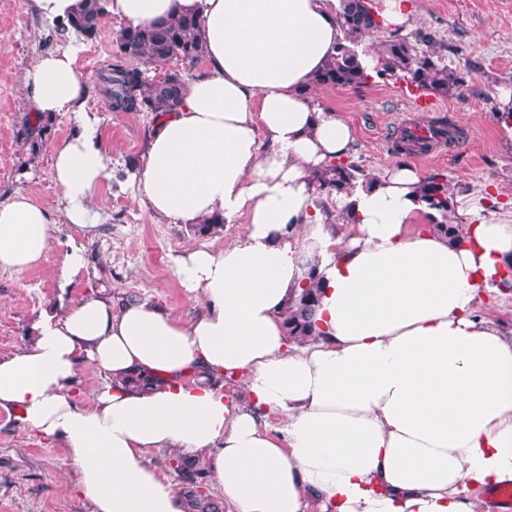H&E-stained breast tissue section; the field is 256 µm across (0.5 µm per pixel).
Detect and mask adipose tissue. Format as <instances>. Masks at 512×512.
Returning <instances> with one entry per match:
<instances>
[{
    "mask_svg": "<svg viewBox=\"0 0 512 512\" xmlns=\"http://www.w3.org/2000/svg\"><path fill=\"white\" fill-rule=\"evenodd\" d=\"M337 0H108L139 27L195 15L205 66L149 135L133 190L178 224L246 217V235L174 260L200 295L189 321L145 301L113 313L93 294L42 311L19 352L0 356V411L62 440L94 512H181L172 483L145 456L208 461L235 512H485L466 486L512 482V338L476 317L500 291L512 224L462 214L449 244L418 204L425 178L401 164L358 183L355 224L328 227L315 177L354 141L321 107L313 79L344 40ZM70 39L26 67L33 116L71 113L53 147L58 208L16 189L0 198V270L38 265L58 220L91 227L112 148L85 103ZM319 278L316 335L289 341L282 312ZM101 384L78 386L81 362ZM158 377L135 388L132 375ZM241 381L246 401L208 384ZM277 417V435L263 422Z\"/></svg>",
    "mask_w": 512,
    "mask_h": 512,
    "instance_id": "ef3b65f1",
    "label": "adipose tissue"
}]
</instances>
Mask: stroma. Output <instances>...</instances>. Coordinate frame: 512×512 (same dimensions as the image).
<instances>
[{"mask_svg":"<svg viewBox=\"0 0 512 512\" xmlns=\"http://www.w3.org/2000/svg\"><path fill=\"white\" fill-rule=\"evenodd\" d=\"M408 2L409 32L436 34L448 46L445 64L468 75L452 94L433 97L459 130L458 146L443 155L413 159L425 172L447 174L457 209L486 208L493 196L499 202L496 218L512 223V125L499 120L494 109L499 92L512 90V0ZM121 26L118 19L106 20L96 38L85 41L75 63L90 88L87 106L97 112L112 145V172L98 191L105 203L102 217L90 228L56 225L54 245L35 268L21 273L0 270L1 356L28 343L30 323L41 309L95 291L111 296L117 311L129 301L146 300L180 319L193 318L203 304L180 285L173 256L202 246L217 251L247 232L241 218L215 235L195 233L192 227L155 215L132 191V175L155 115L113 111L95 87L102 69L129 64L114 48ZM66 44L60 25L34 16L26 0H0V193L22 188L51 207L59 202L50 175L51 147L69 138L75 123L71 113L57 114L39 152H30L21 133L29 111L24 66ZM473 62L480 69L472 73L468 66ZM317 100L352 127L349 157L365 180L411 159L388 147L400 118L421 123L433 118L432 113L412 111L408 88L392 80L359 88L321 87ZM72 243L82 246L86 265L67 279L60 259ZM65 455L62 442L45 440L0 412V512H92L91 499L77 488V470L63 464Z\"/></svg>","mask_w":512,"mask_h":512,"instance_id":"1","label":"stroma"}]
</instances>
